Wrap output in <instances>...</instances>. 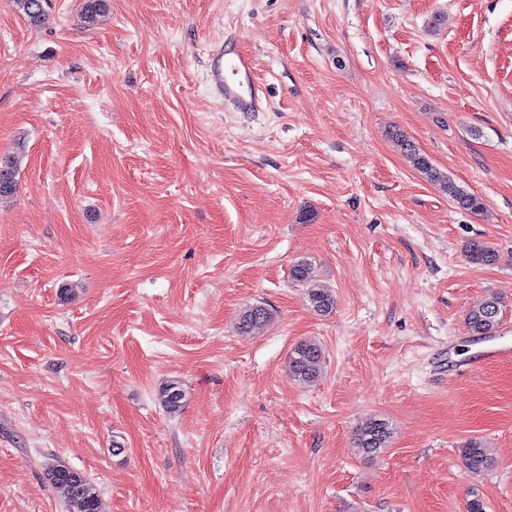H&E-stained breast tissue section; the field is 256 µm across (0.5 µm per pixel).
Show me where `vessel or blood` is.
Listing matches in <instances>:
<instances>
[{
  "label": "vessel or blood",
  "mask_w": 512,
  "mask_h": 512,
  "mask_svg": "<svg viewBox=\"0 0 512 512\" xmlns=\"http://www.w3.org/2000/svg\"><path fill=\"white\" fill-rule=\"evenodd\" d=\"M209 81L214 93L238 112H256L263 106L262 89L246 55L219 47L211 54Z\"/></svg>",
  "instance_id": "obj_1"
}]
</instances>
